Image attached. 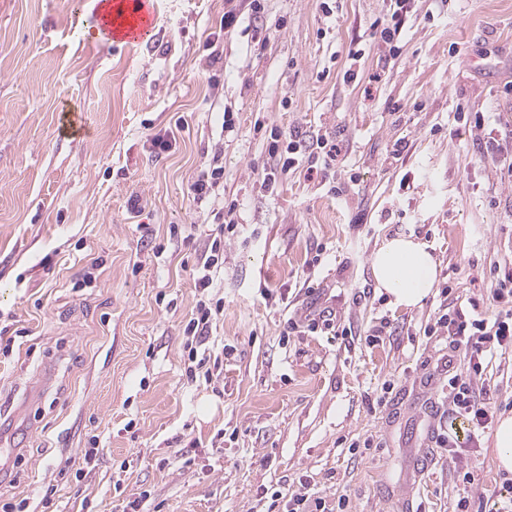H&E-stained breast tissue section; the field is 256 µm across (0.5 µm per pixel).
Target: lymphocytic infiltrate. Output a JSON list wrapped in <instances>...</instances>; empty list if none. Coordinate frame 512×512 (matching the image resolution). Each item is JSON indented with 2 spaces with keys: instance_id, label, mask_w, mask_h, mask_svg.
I'll return each mask as SVG.
<instances>
[{
  "instance_id": "f902f5d3",
  "label": "lymphocytic infiltrate",
  "mask_w": 512,
  "mask_h": 512,
  "mask_svg": "<svg viewBox=\"0 0 512 512\" xmlns=\"http://www.w3.org/2000/svg\"><path fill=\"white\" fill-rule=\"evenodd\" d=\"M268 152L277 157L280 164L279 172L269 171L264 175V183L270 186L275 184L277 173H288L303 162L312 171L333 167L340 149L335 137L327 133L275 131L271 134ZM237 225V204L232 201L224 207V225L211 242L208 258L194 269L196 287L212 286L224 256V238L234 233ZM493 300L494 317L469 314L453 306L440 315L432 327L434 333L448 338V353L439 365L448 378V419L479 429L487 428L494 417L487 391L476 386L485 356L493 349L512 348V269L498 277Z\"/></svg>"
}]
</instances>
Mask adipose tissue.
<instances>
[{
  "mask_svg": "<svg viewBox=\"0 0 512 512\" xmlns=\"http://www.w3.org/2000/svg\"><path fill=\"white\" fill-rule=\"evenodd\" d=\"M370 265L377 288L395 306H420L437 284V263L426 245L414 238L384 239Z\"/></svg>",
  "mask_w": 512,
  "mask_h": 512,
  "instance_id": "obj_1",
  "label": "adipose tissue"
}]
</instances>
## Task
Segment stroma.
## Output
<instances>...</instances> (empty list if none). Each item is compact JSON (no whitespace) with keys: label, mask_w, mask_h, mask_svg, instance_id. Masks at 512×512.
I'll use <instances>...</instances> for the list:
<instances>
[{"label":"stroma","mask_w":512,"mask_h":512,"mask_svg":"<svg viewBox=\"0 0 512 512\" xmlns=\"http://www.w3.org/2000/svg\"><path fill=\"white\" fill-rule=\"evenodd\" d=\"M82 2L0 0V397L19 407L0 430V500L271 512L281 491L344 512H457L462 498L512 512L492 429L453 461L434 445L447 419L420 413L446 395L448 339L428 328L455 304L493 314L492 270L512 268V0H413L395 57L370 29L384 0H261L258 14L152 0L137 44L79 35ZM258 120L334 133L342 153L264 187L276 162ZM216 158L223 198L193 199ZM226 199L238 232L203 291L192 270ZM395 236L438 262L410 310L371 275ZM201 300L224 311L191 383L184 330ZM323 309L331 324L284 335ZM484 368L496 415L511 414L512 350Z\"/></svg>","instance_id":"obj_1"}]
</instances>
